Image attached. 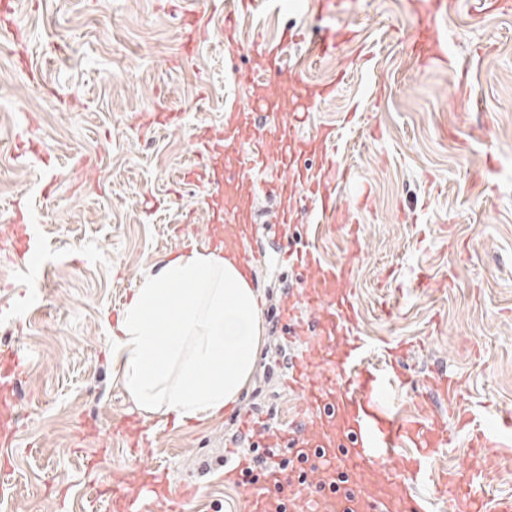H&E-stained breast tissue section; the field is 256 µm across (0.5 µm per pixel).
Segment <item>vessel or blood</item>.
Returning <instances> with one entry per match:
<instances>
[{
  "label": "vessel or blood",
  "mask_w": 512,
  "mask_h": 512,
  "mask_svg": "<svg viewBox=\"0 0 512 512\" xmlns=\"http://www.w3.org/2000/svg\"><path fill=\"white\" fill-rule=\"evenodd\" d=\"M270 4L280 8L285 0H212L211 7L222 18L225 40L232 45L239 18ZM414 8L425 21L429 59L455 70L447 49L448 0H415ZM182 18L184 25L199 32L210 22L197 0H183ZM339 40V34L333 32L313 39L306 43V54L314 60L325 58ZM301 41V35L287 30L275 41L256 38L251 49L276 84L293 85L297 77L286 68L283 51L288 44ZM332 90L326 83L311 94L297 96L292 118L273 119L253 138L242 136L238 109L235 103L225 102L223 143H216L207 129L196 136L199 166L194 174L204 190L203 202L209 207L216 199L224 201L223 231L211 236V248L251 262L258 226L254 218L242 213L239 197L245 191L273 196L278 204L272 224L293 230L281 244L280 262L304 282L282 311L270 314L272 321L283 324L284 342L300 339L305 343L299 354L289 357L286 371L289 389L302 399L297 422L276 430L245 410L241 429L261 447L286 444L307 456L302 466L306 486L288 501L286 512H429L435 499L446 503L449 512H512L511 496L491 499L488 474L480 466L481 460L492 455L512 459V410L483 413L464 402L460 379L441 373L427 378L415 411H396L391 388L411 379L410 348L401 342L386 344L380 367L367 358L366 343L358 333L360 314L350 282L351 260L326 261L318 248L323 235L340 229L354 236L359 230L354 211L339 200V191L350 175L337 165L335 152H324L314 171L300 163L309 143L299 130L316 99L326 98ZM275 144L288 147L278 159L281 175L257 180V173L267 168ZM223 149L233 157L218 172L207 158ZM12 228L10 254L22 261L36 253V225L27 223L19 212ZM24 374V357L15 350L1 349L0 376L5 382L0 386L14 389ZM439 399L453 405V414L438 410L435 402ZM458 436L467 441L473 467L433 474L432 462ZM249 468L245 460L237 467L244 512H271L276 487L286 476L275 470L254 479ZM426 483L432 486L428 497L419 492ZM141 485L142 494L137 498L113 487V512H195L197 490H166L153 473L143 476Z\"/></svg>",
  "instance_id": "1"
}]
</instances>
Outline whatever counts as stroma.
<instances>
[{
	"label": "stroma",
	"mask_w": 512,
	"mask_h": 512,
	"mask_svg": "<svg viewBox=\"0 0 512 512\" xmlns=\"http://www.w3.org/2000/svg\"><path fill=\"white\" fill-rule=\"evenodd\" d=\"M14 9L40 81L21 73L0 30V225L15 203L29 209L43 274L0 258V305L13 310L0 349L27 358L22 387L5 396L21 421L12 444L0 445L11 486L0 512H111L97 486L118 482L140 495L137 473L152 467L171 490L198 487L199 512H244L224 478L235 465L227 449L235 409L182 428L140 414L110 364L109 325L152 268L206 248L202 191L183 178L194 135L223 133L228 100L243 110L245 134L256 133L250 44L286 28L309 39L356 33L317 63L303 46L289 47L285 64L301 87L335 83L302 133L335 126L337 160L352 171L342 200L369 195L354 262L361 336L374 352L412 344L414 378L445 370L462 378L465 401L512 410V13L449 12V55L488 47L464 96L448 70L413 62L411 0L244 17L231 50L219 20L200 39L183 28L181 0H14ZM162 108L183 112L179 127L152 125ZM23 139L42 155L23 151ZM256 248L266 309L280 302L286 277L276 238L259 236ZM421 272L430 278L424 288ZM257 388L270 423L289 424L300 397L280 381L264 383L258 367L241 403L252 404ZM128 420L153 433L151 445L131 448Z\"/></svg>",
	"instance_id": "stroma-1"
}]
</instances>
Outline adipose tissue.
Masks as SVG:
<instances>
[{
    "label": "adipose tissue",
    "mask_w": 512,
    "mask_h": 512,
    "mask_svg": "<svg viewBox=\"0 0 512 512\" xmlns=\"http://www.w3.org/2000/svg\"><path fill=\"white\" fill-rule=\"evenodd\" d=\"M261 342L259 294L247 266L194 248L134 289L112 332L110 361L140 412L182 427L237 403Z\"/></svg>",
    "instance_id": "adipose-tissue-1"
}]
</instances>
